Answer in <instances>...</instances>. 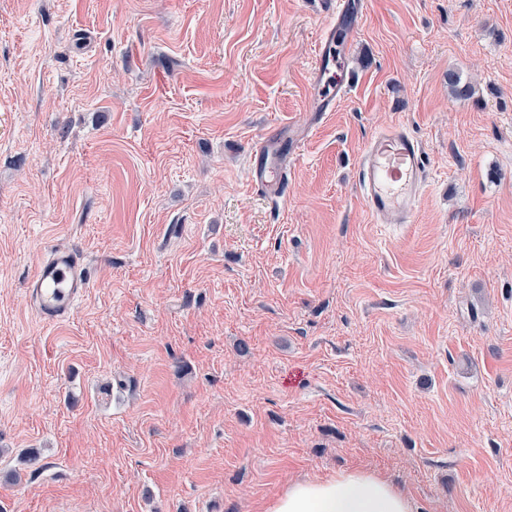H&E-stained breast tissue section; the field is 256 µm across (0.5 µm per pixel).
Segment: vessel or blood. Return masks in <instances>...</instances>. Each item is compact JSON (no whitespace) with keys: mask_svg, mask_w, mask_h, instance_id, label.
<instances>
[{"mask_svg":"<svg viewBox=\"0 0 512 512\" xmlns=\"http://www.w3.org/2000/svg\"><path fill=\"white\" fill-rule=\"evenodd\" d=\"M352 36L341 25L331 26L321 42L311 81L321 111H332L347 88L330 73L347 59ZM298 150L280 133H272L250 152L255 187L265 197L278 199L287 190L288 164ZM359 189L368 211L393 224H411L416 204L427 181L418 139L402 125L380 133L365 144L358 163ZM89 286V273L81 254L72 247H54L28 281L26 294L39 318L47 324L68 320Z\"/></svg>","mask_w":512,"mask_h":512,"instance_id":"vessel-or-blood-1","label":"vessel or blood"}]
</instances>
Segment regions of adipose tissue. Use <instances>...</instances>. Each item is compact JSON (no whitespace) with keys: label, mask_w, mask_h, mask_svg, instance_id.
<instances>
[{"label":"adipose tissue","mask_w":512,"mask_h":512,"mask_svg":"<svg viewBox=\"0 0 512 512\" xmlns=\"http://www.w3.org/2000/svg\"><path fill=\"white\" fill-rule=\"evenodd\" d=\"M266 512H416V506L384 476L352 470L292 483Z\"/></svg>","instance_id":"1"}]
</instances>
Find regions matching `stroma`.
Segmentation results:
<instances>
[{
  "instance_id": "35a3bbf8",
  "label": "stroma",
  "mask_w": 512,
  "mask_h": 512,
  "mask_svg": "<svg viewBox=\"0 0 512 512\" xmlns=\"http://www.w3.org/2000/svg\"><path fill=\"white\" fill-rule=\"evenodd\" d=\"M333 21L0 0V512H265L355 469L416 512H512V0H367L319 112ZM398 123L428 174L411 224L356 183ZM289 125L273 201L249 150ZM56 246L90 286L52 326L25 285ZM332 4L333 11H336V25L331 26L321 42L318 52L316 65L311 74V81L317 90V99L320 112H330L333 110L336 101L342 96L347 88L349 79L335 82L331 79L330 73L336 66L338 60H341L342 67L352 48V36L350 30L344 29L341 24V16L357 8L358 2L342 0H326Z\"/></svg>"
}]
</instances>
